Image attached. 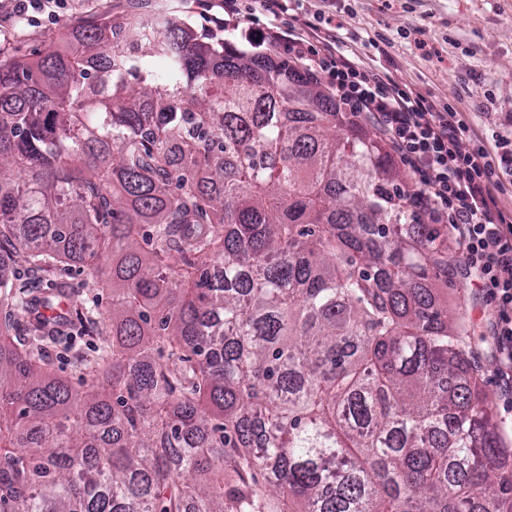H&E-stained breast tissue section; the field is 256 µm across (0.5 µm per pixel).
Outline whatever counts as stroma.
<instances>
[{"instance_id": "1", "label": "stroma", "mask_w": 512, "mask_h": 512, "mask_svg": "<svg viewBox=\"0 0 512 512\" xmlns=\"http://www.w3.org/2000/svg\"><path fill=\"white\" fill-rule=\"evenodd\" d=\"M129 14L176 17L206 32L223 18L224 0H59L51 9L29 11L0 53L30 54L59 43L66 26L92 15L118 20ZM241 25L335 29L354 60L386 83L419 93L437 108L461 112L469 126L462 140L466 148L479 138L491 142L495 125L512 115V0H291L287 12L250 11ZM13 275L23 282L39 279L44 289L58 282L69 289L74 315L62 327V341L48 344L46 357L56 374L79 384L74 351L90 354L105 341L84 329L76 313L94 301L111 309L110 289L93 286L76 269L35 273L17 265ZM448 304L467 321L469 360L493 397L501 435L512 445V405L502 395L491 349L493 314L482 291L471 284L449 289Z\"/></svg>"}]
</instances>
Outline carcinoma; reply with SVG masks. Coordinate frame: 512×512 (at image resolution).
I'll list each match as a JSON object with an SVG mask.
<instances>
[{
	"label": "carcinoma",
	"mask_w": 512,
	"mask_h": 512,
	"mask_svg": "<svg viewBox=\"0 0 512 512\" xmlns=\"http://www.w3.org/2000/svg\"><path fill=\"white\" fill-rule=\"evenodd\" d=\"M0 57V512H512L448 230L286 59L164 18ZM87 269L83 388L49 371ZM74 268L70 272L58 270H45L37 275L27 265H16L13 267V276L19 281L28 282L34 277L40 280V288L47 289L51 285L62 282L69 288L71 307L73 315L69 317V323L63 325L61 332L56 333L64 336H72L67 341L62 340L56 343H49L46 348V357L51 369L58 375L68 379L74 386H77L81 374L76 370L73 363V352L81 350L92 354L105 345L104 336H98L83 328V325L76 317V312L81 308L91 305L92 300H97L102 310L112 311L111 288H98L92 286V280L87 276L86 271H79Z\"/></svg>",
	"instance_id": "carcinoma-1"
}]
</instances>
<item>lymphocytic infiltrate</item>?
I'll use <instances>...</instances> for the list:
<instances>
[{
	"mask_svg": "<svg viewBox=\"0 0 512 512\" xmlns=\"http://www.w3.org/2000/svg\"><path fill=\"white\" fill-rule=\"evenodd\" d=\"M224 12L225 30L239 32L253 48L287 40L289 53L304 62L310 77L328 76L340 106L377 124L411 173L415 213L449 226L461 263L494 309L498 377L512 395V220L498 196L501 175L512 176V121L493 133L494 151L462 148L469 127L458 112L435 111L421 95L390 89L340 51L335 35L316 46L301 33L241 29L235 0H226Z\"/></svg>",
	"mask_w": 512,
	"mask_h": 512,
	"instance_id": "f902f5d3",
	"label": "lymphocytic infiltrate"
}]
</instances>
